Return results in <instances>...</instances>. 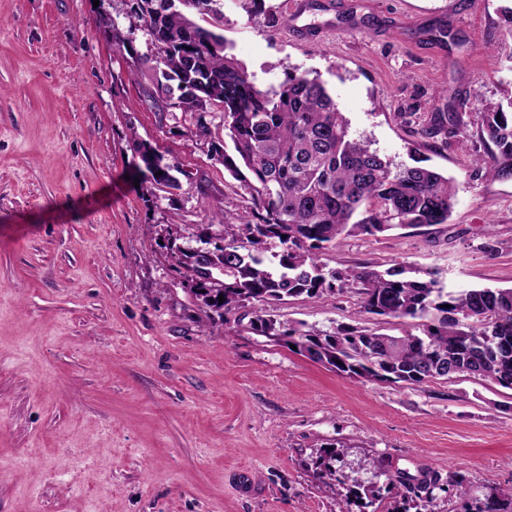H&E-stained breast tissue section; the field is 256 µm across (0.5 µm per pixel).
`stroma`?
I'll return each instance as SVG.
<instances>
[{"label": "stroma", "instance_id": "obj_1", "mask_svg": "<svg viewBox=\"0 0 512 512\" xmlns=\"http://www.w3.org/2000/svg\"><path fill=\"white\" fill-rule=\"evenodd\" d=\"M296 37L242 0L219 32L263 88L319 78L354 136L457 184L447 223L346 238L331 268L435 271L446 287L512 288V180L476 175L483 106L512 91L506 0H307ZM125 0H0V512H344L316 458L404 500L389 475L512 487V390L454 377L353 379L285 344L199 316L174 247L200 248L209 212L250 217L243 184L196 140L190 114L155 112L149 80L112 44ZM450 112L449 136L422 134ZM174 166L149 195L133 142ZM280 321L397 335L355 290L288 299ZM337 455H339V452L334 448L332 450L325 451V454L321 455L314 463L316 473L319 478H334L338 485H346V479H348V476L338 473L334 464Z\"/></svg>", "mask_w": 512, "mask_h": 512}]
</instances>
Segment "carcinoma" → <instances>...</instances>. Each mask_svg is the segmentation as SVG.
Instances as JSON below:
<instances>
[{
  "label": "carcinoma",
  "instance_id": "1",
  "mask_svg": "<svg viewBox=\"0 0 512 512\" xmlns=\"http://www.w3.org/2000/svg\"><path fill=\"white\" fill-rule=\"evenodd\" d=\"M126 2L129 26H112V44L132 54L136 30L152 35L153 56L137 58L150 72L151 106L190 113L194 136L251 194V219L230 224L223 211H214L211 223L224 225V233L213 247L172 253L176 268L194 283L205 317L222 326L250 314L254 332L350 378L423 385L468 375L512 389V288L449 290L432 271L415 278L404 266L329 269L321 261L349 236L447 223L453 180L432 168L397 164L353 137L336 101L306 73L290 70L276 87L257 86L216 33L218 10L210 28L193 18L218 0ZM216 112L228 144L212 136ZM480 138L487 150L473 159L476 169L492 179L512 178V96L484 105ZM134 152L146 191L179 187L178 179L160 175L171 165L151 144L138 142ZM273 244L280 250L268 259L264 253ZM348 286L357 287L362 313L417 320L422 334L355 326L311 331L285 325L267 309ZM337 455L325 451L315 469L344 485ZM410 480L398 472L389 485L423 492L428 503L442 488L435 475H424L415 487ZM475 512H512V491L485 495Z\"/></svg>",
  "mask_w": 512,
  "mask_h": 512
}]
</instances>
